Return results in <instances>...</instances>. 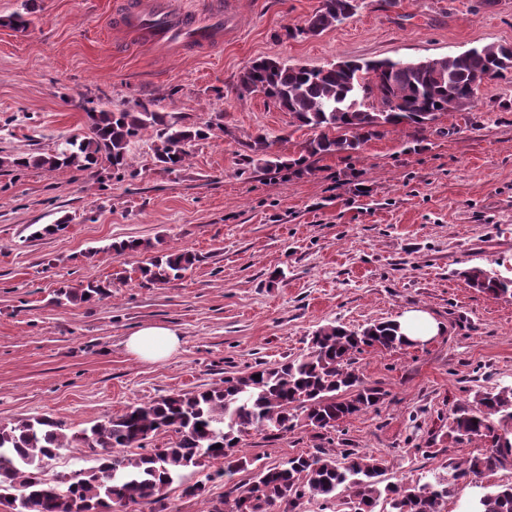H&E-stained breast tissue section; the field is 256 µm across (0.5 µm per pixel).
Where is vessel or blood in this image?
Segmentation results:
<instances>
[{
	"mask_svg": "<svg viewBox=\"0 0 512 512\" xmlns=\"http://www.w3.org/2000/svg\"><path fill=\"white\" fill-rule=\"evenodd\" d=\"M115 25L136 31L154 42L183 41L203 50L221 38L222 15L211 0H198L196 9L177 11L171 0H123Z\"/></svg>",
	"mask_w": 512,
	"mask_h": 512,
	"instance_id": "vessel-or-blood-1",
	"label": "vessel or blood"
}]
</instances>
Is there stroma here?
I'll use <instances>...</instances> for the list:
<instances>
[{"label":"stroma","instance_id":"obj_1","mask_svg":"<svg viewBox=\"0 0 512 512\" xmlns=\"http://www.w3.org/2000/svg\"><path fill=\"white\" fill-rule=\"evenodd\" d=\"M115 0H0V157L49 153L85 132L86 111L136 103L186 124L213 122L182 166L153 158L155 130L115 174L0 167V424L47 416L73 434L127 406L203 390L306 353L327 324L358 329L419 308L442 327L424 346L355 357L384 391L378 408L333 432L385 461L388 482L430 481L475 451L447 436L448 415L475 391L512 388V295L471 288L463 270L512 277V78L483 85L468 112L422 136L396 128L358 153L312 158V171L241 161L256 135L283 159L309 128L238 78L272 57L322 68L340 60L436 58L512 45V0H360L317 36L289 37L320 0H222L224 36L168 55L114 31ZM27 13V29L7 26ZM63 223L35 240L30 225ZM141 239L200 263L166 285H142ZM101 280V301L54 305L60 283ZM147 324L179 331V350L145 362L127 337ZM315 431H249L242 450L272 466L315 452Z\"/></svg>","mask_w":512,"mask_h":512}]
</instances>
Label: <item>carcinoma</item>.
Listing matches in <instances>:
<instances>
[{
	"label": "carcinoma",
	"mask_w": 512,
	"mask_h": 512,
	"mask_svg": "<svg viewBox=\"0 0 512 512\" xmlns=\"http://www.w3.org/2000/svg\"><path fill=\"white\" fill-rule=\"evenodd\" d=\"M359 0H321L320 8L298 34L316 36L351 17ZM488 74L512 77V46L487 45L456 56L411 61L403 67L384 60L345 61L328 69L290 67L266 58L251 63L239 77L242 95L262 94L299 125L316 131L307 146L310 156L352 153L389 127L409 126L423 132L450 110L465 111L471 81ZM87 132L66 139L52 154L0 158L1 167L50 170H89L102 163L120 172L130 167L128 146L144 130L156 131L154 157L172 168L187 156L186 145L205 139L212 125H188L146 103L117 112L90 109ZM243 161L267 169L302 166L298 158L287 164L270 152L266 137L248 144ZM152 248L138 239L108 246L117 255ZM199 257L190 252L161 253L140 268L145 283L166 284L181 277ZM469 286L493 296L512 294V279L492 276L480 268L463 272ZM106 286L66 285L55 301L103 299ZM307 353L276 366L257 365L245 375L224 378L221 385L196 393H179L127 407L120 415L72 436L63 424L32 417L0 426V505L10 512H112V506L159 503L168 488L183 483L189 470L205 472L213 461L224 467L205 472V479L183 489L200 497L206 485L238 473L247 479L233 484L224 498L207 512H288L314 500L331 512H374L379 500L390 512H441L454 488L504 466L512 459V388L478 391L473 401L456 408L448 436L456 443L481 442L483 451L449 466L448 474L433 482L406 486L385 482L383 460L351 449L329 453L320 447L275 465L258 464L240 449L250 429L288 432L309 427L331 432L345 419L377 406L384 397L353 368L355 354L364 348L403 347L394 321L360 330L328 325L315 331ZM260 379H255V375ZM171 434L164 446L148 448L145 441ZM77 442L96 456V465L68 480L51 481L46 470L60 451ZM465 512H512V484L484 492Z\"/></svg>",
	"instance_id": "cac0c4a2"
}]
</instances>
